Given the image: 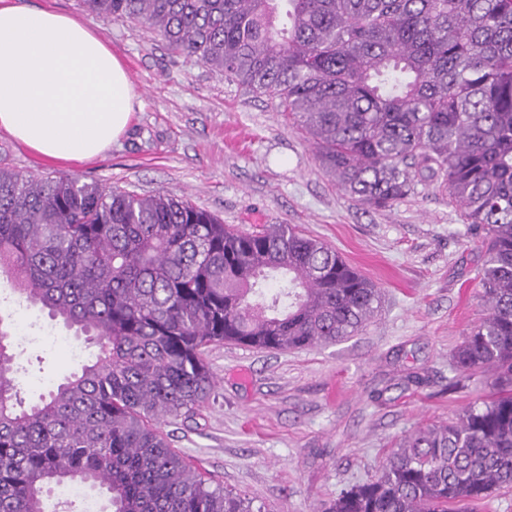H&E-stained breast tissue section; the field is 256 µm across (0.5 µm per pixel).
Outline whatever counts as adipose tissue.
<instances>
[{
	"label": "adipose tissue",
	"instance_id": "obj_1",
	"mask_svg": "<svg viewBox=\"0 0 512 512\" xmlns=\"http://www.w3.org/2000/svg\"><path fill=\"white\" fill-rule=\"evenodd\" d=\"M137 99L96 30L0 0V130L45 157L87 161L118 141Z\"/></svg>",
	"mask_w": 512,
	"mask_h": 512
}]
</instances>
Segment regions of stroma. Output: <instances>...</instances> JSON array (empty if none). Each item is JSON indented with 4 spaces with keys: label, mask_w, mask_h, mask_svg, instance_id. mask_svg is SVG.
Segmentation results:
<instances>
[{
    "label": "stroma",
    "mask_w": 512,
    "mask_h": 512,
    "mask_svg": "<svg viewBox=\"0 0 512 512\" xmlns=\"http://www.w3.org/2000/svg\"><path fill=\"white\" fill-rule=\"evenodd\" d=\"M22 2L93 26L125 63L140 105L121 140L91 162H55L0 130V166L160 190L244 232L289 224L332 246L382 293L363 330L333 345L208 348L210 395L163 431L213 485L246 495L262 512H322L342 489L374 476L404 435L481 404L491 374L458 376L452 355L486 314L483 254L443 184L369 208L324 173L305 132L267 97L171 54L138 24L98 18L81 0ZM0 309L10 314L25 402L97 353L19 300L1 275Z\"/></svg>",
    "instance_id": "obj_1"
}]
</instances>
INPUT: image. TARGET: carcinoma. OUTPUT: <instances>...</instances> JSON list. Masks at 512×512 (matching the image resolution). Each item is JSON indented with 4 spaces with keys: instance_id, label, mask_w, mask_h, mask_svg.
<instances>
[{
    "instance_id": "cac0c4a2",
    "label": "carcinoma",
    "mask_w": 512,
    "mask_h": 512,
    "mask_svg": "<svg viewBox=\"0 0 512 512\" xmlns=\"http://www.w3.org/2000/svg\"><path fill=\"white\" fill-rule=\"evenodd\" d=\"M276 101L319 166L374 209L442 180L480 236L488 312L453 354L493 392L391 449L325 512H469L512 489V0H82ZM0 274L99 347L24 406L0 316V512H49L50 485L112 512H253L170 448L162 422L207 399L205 351H287L358 334L376 285L288 224L243 233L163 191L0 167ZM70 486L59 485L53 487L55 499L61 504L60 510L66 512H89L85 511V501L91 499L96 502L99 511L95 512H110L112 510L108 496L105 492L97 488H91L88 485L81 487V493L78 495L69 493Z\"/></svg>"
}]
</instances>
